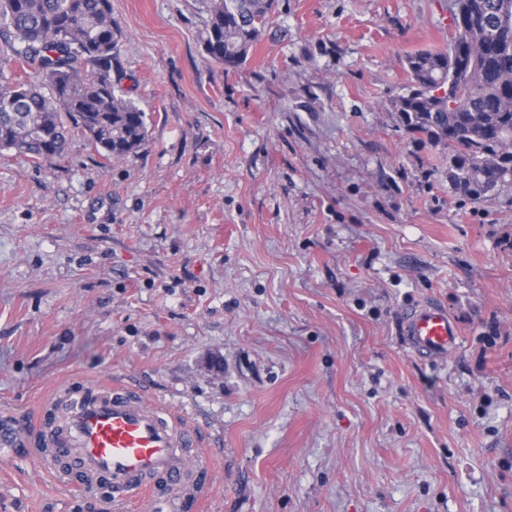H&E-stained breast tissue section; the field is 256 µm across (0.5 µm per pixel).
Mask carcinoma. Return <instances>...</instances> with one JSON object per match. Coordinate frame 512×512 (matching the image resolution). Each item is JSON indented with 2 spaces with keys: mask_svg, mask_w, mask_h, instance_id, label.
I'll use <instances>...</instances> for the list:
<instances>
[{
  "mask_svg": "<svg viewBox=\"0 0 512 512\" xmlns=\"http://www.w3.org/2000/svg\"><path fill=\"white\" fill-rule=\"evenodd\" d=\"M275 0H211L204 50L237 69L267 27ZM505 0H467L452 17L445 50L404 58L409 93L395 103L407 130L448 146V179L464 196L487 202L512 181V15ZM0 69L23 57L38 63L42 83L0 85V149L35 160L60 156L71 129L108 156L146 142V113L124 98L112 70L120 55L112 0H0ZM461 81L448 106L435 92Z\"/></svg>",
  "mask_w": 512,
  "mask_h": 512,
  "instance_id": "obj_1",
  "label": "carcinoma"
}]
</instances>
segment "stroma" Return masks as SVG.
<instances>
[{
  "label": "stroma",
  "instance_id": "obj_1",
  "mask_svg": "<svg viewBox=\"0 0 512 512\" xmlns=\"http://www.w3.org/2000/svg\"><path fill=\"white\" fill-rule=\"evenodd\" d=\"M453 7L277 0L228 71L207 0H112L149 137L0 150V415L139 386L202 428L176 512H512V182L460 195L395 109ZM426 300L461 330L441 361L401 336ZM0 512L113 510L17 448Z\"/></svg>",
  "mask_w": 512,
  "mask_h": 512
}]
</instances>
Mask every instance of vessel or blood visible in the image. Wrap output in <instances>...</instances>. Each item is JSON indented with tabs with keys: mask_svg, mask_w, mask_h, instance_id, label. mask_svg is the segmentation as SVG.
Returning <instances> with one entry per match:
<instances>
[{
	"mask_svg": "<svg viewBox=\"0 0 512 512\" xmlns=\"http://www.w3.org/2000/svg\"><path fill=\"white\" fill-rule=\"evenodd\" d=\"M408 349L433 361L460 345L447 309L425 302L403 312ZM198 430L159 403L147 402L129 384L79 380L56 390L42 406L32 431L0 417V448L36 447L45 466L70 489L103 488L115 512L135 497L164 486L170 499L197 489L200 464L191 450Z\"/></svg>",
	"mask_w": 512,
	"mask_h": 512,
	"instance_id": "b4317fda",
	"label": "vessel or blood"
}]
</instances>
